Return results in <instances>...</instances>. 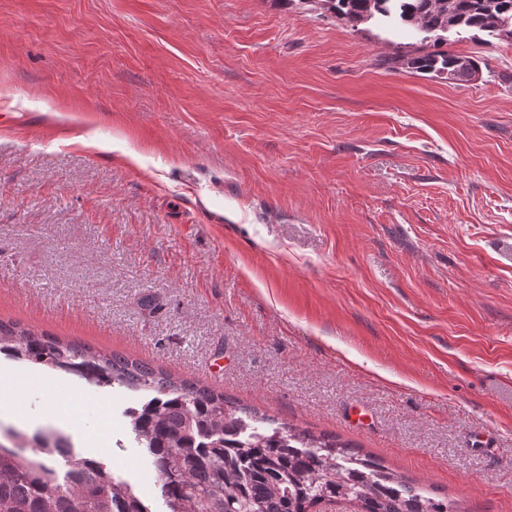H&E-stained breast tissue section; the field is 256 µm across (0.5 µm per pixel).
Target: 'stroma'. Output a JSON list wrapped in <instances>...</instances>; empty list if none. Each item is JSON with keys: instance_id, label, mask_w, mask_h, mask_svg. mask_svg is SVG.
I'll return each instance as SVG.
<instances>
[{"instance_id": "35a3bbf8", "label": "stroma", "mask_w": 512, "mask_h": 512, "mask_svg": "<svg viewBox=\"0 0 512 512\" xmlns=\"http://www.w3.org/2000/svg\"><path fill=\"white\" fill-rule=\"evenodd\" d=\"M415 48L279 0H0V320L512 512V41L451 37L466 84L389 68ZM84 389L159 510L138 393Z\"/></svg>"}]
</instances>
